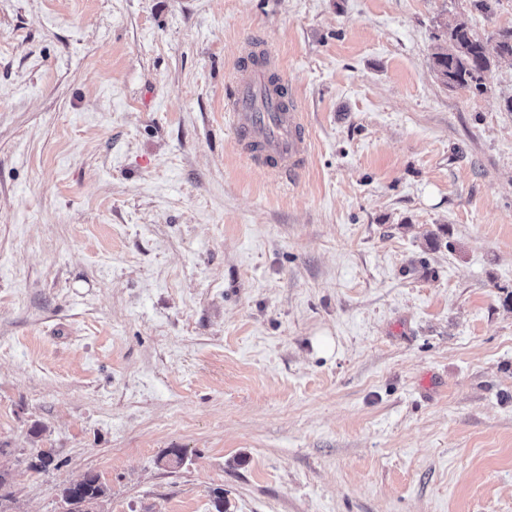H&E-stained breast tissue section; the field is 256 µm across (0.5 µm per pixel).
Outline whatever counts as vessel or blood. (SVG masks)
<instances>
[{
    "mask_svg": "<svg viewBox=\"0 0 512 512\" xmlns=\"http://www.w3.org/2000/svg\"><path fill=\"white\" fill-rule=\"evenodd\" d=\"M271 65L238 63L229 97V117L236 145L269 176L283 180L305 164L308 139L295 101L275 92L264 96Z\"/></svg>",
    "mask_w": 512,
    "mask_h": 512,
    "instance_id": "vessel-or-blood-1",
    "label": "vessel or blood"
}]
</instances>
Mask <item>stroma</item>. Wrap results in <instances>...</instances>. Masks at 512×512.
Returning a JSON list of instances; mask_svg holds the SVG:
<instances>
[{"instance_id": "stroma-1", "label": "stroma", "mask_w": 512, "mask_h": 512, "mask_svg": "<svg viewBox=\"0 0 512 512\" xmlns=\"http://www.w3.org/2000/svg\"><path fill=\"white\" fill-rule=\"evenodd\" d=\"M454 17L512 0H0L5 512H512V60L442 85ZM248 40L285 183L225 123ZM273 74L272 64L265 65L239 62L232 80L229 97V117L235 144L255 164L263 167L269 176L277 180L295 175L305 164L308 155V139L304 118L295 101L283 96L278 89L263 99L262 92L269 86ZM280 78L271 76V83ZM285 106L287 111H282ZM259 109L261 112H255ZM106 489L98 475L86 474L80 481L62 490V500L69 507L66 512H90L89 508L105 495Z\"/></svg>"}]
</instances>
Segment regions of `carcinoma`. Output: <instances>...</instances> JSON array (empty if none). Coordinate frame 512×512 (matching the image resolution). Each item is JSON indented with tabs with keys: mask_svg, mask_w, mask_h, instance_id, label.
<instances>
[{
	"mask_svg": "<svg viewBox=\"0 0 512 512\" xmlns=\"http://www.w3.org/2000/svg\"><path fill=\"white\" fill-rule=\"evenodd\" d=\"M433 71L443 85L487 91L486 75L496 58L512 59V29L482 36L467 21L454 18L441 24L434 35ZM98 475L86 474L62 490L67 512H90L105 495Z\"/></svg>",
	"mask_w": 512,
	"mask_h": 512,
	"instance_id": "obj_1",
	"label": "carcinoma"
}]
</instances>
